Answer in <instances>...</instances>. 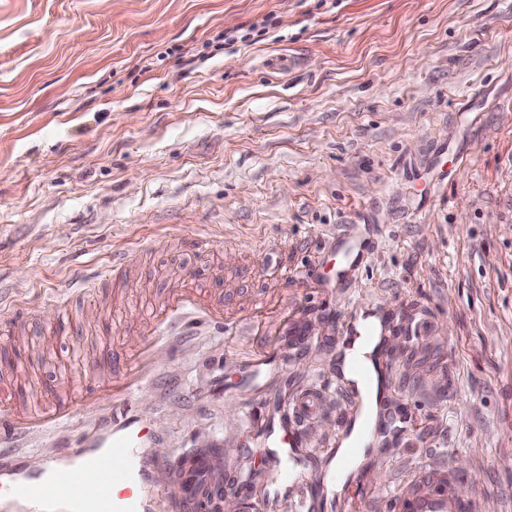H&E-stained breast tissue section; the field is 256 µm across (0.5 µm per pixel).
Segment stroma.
Listing matches in <instances>:
<instances>
[{
  "mask_svg": "<svg viewBox=\"0 0 512 512\" xmlns=\"http://www.w3.org/2000/svg\"><path fill=\"white\" fill-rule=\"evenodd\" d=\"M137 244L122 292L57 300L73 260ZM187 271L253 324L195 337L182 386L141 396L170 456L219 434L231 478L264 468L267 402L316 388L304 451L331 465L318 427L347 409L337 358L373 310L414 337L390 369L411 421L349 471L371 512L431 454L512 512V0H0V292L41 309L0 327L30 366L0 403L120 359ZM306 320L314 344L290 348ZM257 353L285 361L238 391Z\"/></svg>",
  "mask_w": 512,
  "mask_h": 512,
  "instance_id": "35a3bbf8",
  "label": "stroma"
}]
</instances>
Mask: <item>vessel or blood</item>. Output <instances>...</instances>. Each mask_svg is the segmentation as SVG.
Listing matches in <instances>:
<instances>
[{
    "instance_id": "obj_1",
    "label": "vessel or blood",
    "mask_w": 512,
    "mask_h": 512,
    "mask_svg": "<svg viewBox=\"0 0 512 512\" xmlns=\"http://www.w3.org/2000/svg\"><path fill=\"white\" fill-rule=\"evenodd\" d=\"M136 261L127 251L113 254L109 264L78 272L61 288V295L129 278ZM224 301L218 290L179 284L170 288L140 329L141 342L120 369L105 384L69 385V396L55 405L26 409L0 406V512H156L161 495L173 496L182 512H194L214 475L223 473L221 456L187 455L163 460L152 452L155 436L148 419L137 410L138 396L157 387L158 375L169 355L175 354L177 338L198 335L223 322ZM391 315L377 316L371 328L350 326L355 342L349 354V394L355 402L382 394L376 418L346 415V428H359L367 437L381 434L392 406L391 392L381 391L388 379L384 347L397 326ZM275 361L239 363L240 389L259 385L265 370ZM111 404L98 433L83 439L77 448H60L41 459L20 455L30 440L68 422L90 416L99 406ZM315 394L298 398L292 406L272 407L262 445L274 476V495L304 485L300 512H321L324 495L310 483L309 461L299 455L305 423L319 409ZM173 469L179 482L174 487L158 485V472ZM419 477L392 498L391 512H480L477 499L455 492L457 476L440 460L419 466Z\"/></svg>"
}]
</instances>
